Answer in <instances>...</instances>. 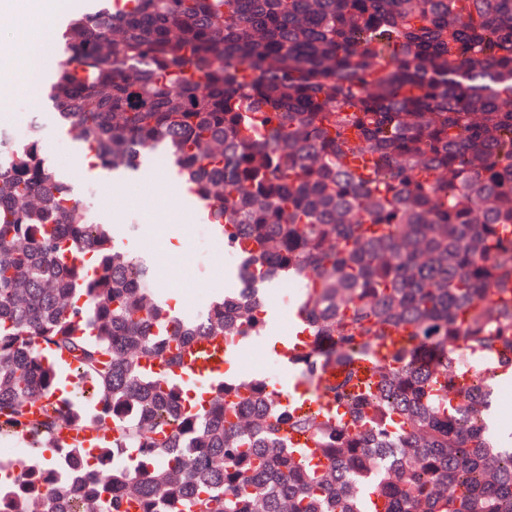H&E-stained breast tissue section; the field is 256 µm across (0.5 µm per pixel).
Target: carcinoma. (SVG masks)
Segmentation results:
<instances>
[{
    "label": "carcinoma",
    "mask_w": 512,
    "mask_h": 512,
    "mask_svg": "<svg viewBox=\"0 0 512 512\" xmlns=\"http://www.w3.org/2000/svg\"><path fill=\"white\" fill-rule=\"evenodd\" d=\"M57 38L60 131L100 173L164 152L242 288L180 315L38 133L0 138V437L28 441L0 512H512V434L489 426L512 375V0H93ZM286 278L290 363L343 370L336 418L258 373L198 407L151 371L265 331ZM398 332L357 390L349 363ZM305 288L301 283L288 285L286 281L279 282L274 288H270V295L266 297L265 308L278 315L279 336L285 334L288 324L292 323L295 307L298 299L303 295ZM283 337L288 338V334Z\"/></svg>",
    "instance_id": "obj_1"
}]
</instances>
